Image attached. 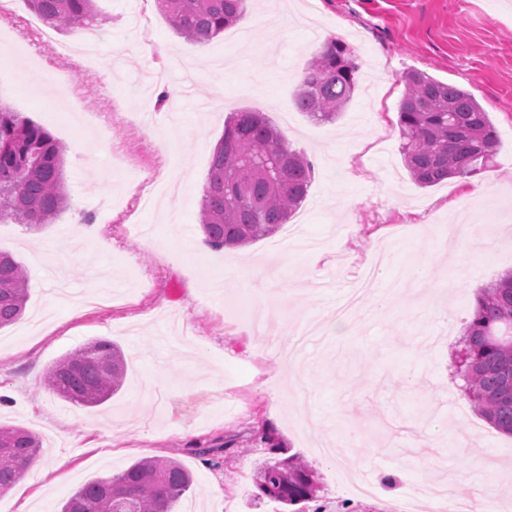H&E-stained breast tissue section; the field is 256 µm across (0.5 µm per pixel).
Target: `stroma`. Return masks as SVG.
Returning a JSON list of instances; mask_svg holds the SVG:
<instances>
[{"mask_svg": "<svg viewBox=\"0 0 512 512\" xmlns=\"http://www.w3.org/2000/svg\"><path fill=\"white\" fill-rule=\"evenodd\" d=\"M98 17L58 43L97 35V67L57 97L59 59L27 25V0L0 9V102L47 128L63 148L68 208L34 230L0 223V251L29 275L24 316L0 329V425L37 432V469L0 495V512H58L83 484L134 461L181 462L195 484L179 512H279L259 497L255 462L270 443L316 471L319 489L302 512H391L400 499L420 512L448 479L470 494L494 488L512 512V436L465 400L450 367L476 295L512 270V0H249L240 27L204 44L181 38L156 0H96ZM339 38L360 69L358 88L333 122L295 105L299 79L318 46ZM417 70L470 91L500 136L489 167L470 185L456 178L422 188L402 164L398 106L404 75ZM184 93L177 105L160 86ZM259 108L285 142L313 165L305 202L293 215L299 243L273 251L274 237L225 260L262 261L272 295L257 305L222 280L199 228L200 195L231 112ZM181 180H173L172 171ZM468 215L474 240L455 257V223ZM100 247L75 238L85 220ZM317 242L310 261L304 242ZM69 252L63 270L88 307L59 298L36 263L48 244ZM388 257L368 283L390 296L383 316L355 309L347 332L312 340L304 365L313 390L297 408L287 374L252 343L268 321L296 331L305 316L337 303L333 285ZM463 287H455L458 277ZM290 292L279 293L282 282ZM106 338L127 361L121 390L88 408L64 401L43 378L60 357ZM208 360L196 362L198 347ZM438 427L435 440L424 434ZM232 434L246 449L225 448ZM366 472L375 497L355 496L351 473Z\"/></svg>", "mask_w": 512, "mask_h": 512, "instance_id": "1", "label": "stroma"}]
</instances>
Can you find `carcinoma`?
<instances>
[{"label": "carcinoma", "instance_id": "obj_1", "mask_svg": "<svg viewBox=\"0 0 512 512\" xmlns=\"http://www.w3.org/2000/svg\"><path fill=\"white\" fill-rule=\"evenodd\" d=\"M49 27L71 31L95 16L94 0H28ZM174 31L198 44L235 25L248 0H158ZM359 70L340 40L326 41L302 76L296 107L313 119L332 121L351 100ZM398 122L404 167L423 187L453 177H473L492 160L499 137L489 113L468 91L411 70ZM63 150L42 126L0 103V220L38 227L68 205ZM313 175L307 157L291 149L258 109L233 113L213 150L199 219L211 251L242 247L288 223L305 200ZM28 300V275L15 257L0 251V329L17 322ZM461 389L496 430L512 436V272L475 299L472 318L455 353ZM127 364L119 346L96 339L58 359L45 385L59 398L85 407L106 403L124 383ZM254 468L259 496L296 506L312 500L316 472L294 455ZM41 453L37 434L0 426V494L27 473ZM193 485L178 461L141 458L121 473L90 482L60 512H177Z\"/></svg>", "mask_w": 512, "mask_h": 512}]
</instances>
